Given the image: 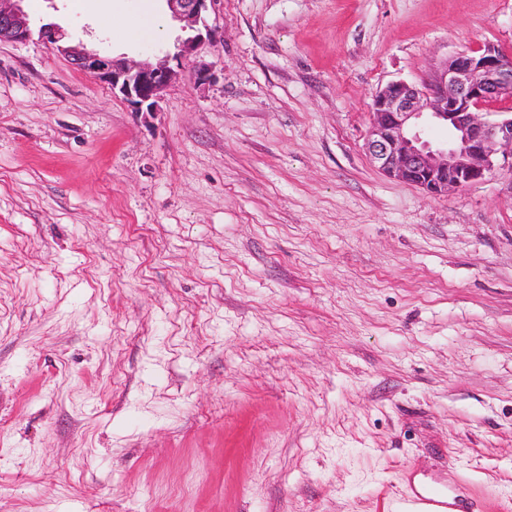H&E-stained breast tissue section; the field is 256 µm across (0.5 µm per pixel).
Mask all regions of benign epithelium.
I'll return each mask as SVG.
<instances>
[{
    "instance_id": "1",
    "label": "benign epithelium",
    "mask_w": 512,
    "mask_h": 512,
    "mask_svg": "<svg viewBox=\"0 0 512 512\" xmlns=\"http://www.w3.org/2000/svg\"><path fill=\"white\" fill-rule=\"evenodd\" d=\"M23 0H0V42H25L32 36ZM173 18L196 35L183 40L177 51L153 61L110 58L84 47H65L72 64L90 77L112 86L136 112L153 111L161 93L175 77L174 66L193 65L195 82L214 75L213 65L198 59V49L217 39L206 21L218 0H165ZM39 39L59 46L63 30L54 23L39 28ZM512 101V62L503 51L486 45L460 51L439 64L420 85L392 82L373 101L366 152L385 175L412 184L429 196L445 195L488 181L499 160L512 161V113L496 120L483 109ZM448 130V140L434 145L426 139L430 126Z\"/></svg>"
}]
</instances>
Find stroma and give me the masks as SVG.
Masks as SVG:
<instances>
[{
  "label": "stroma",
  "mask_w": 512,
  "mask_h": 512,
  "mask_svg": "<svg viewBox=\"0 0 512 512\" xmlns=\"http://www.w3.org/2000/svg\"><path fill=\"white\" fill-rule=\"evenodd\" d=\"M109 0L32 26L137 60ZM156 111L0 43V512H512V170L385 176L376 93L512 0H219Z\"/></svg>",
  "instance_id": "stroma-1"
}]
</instances>
